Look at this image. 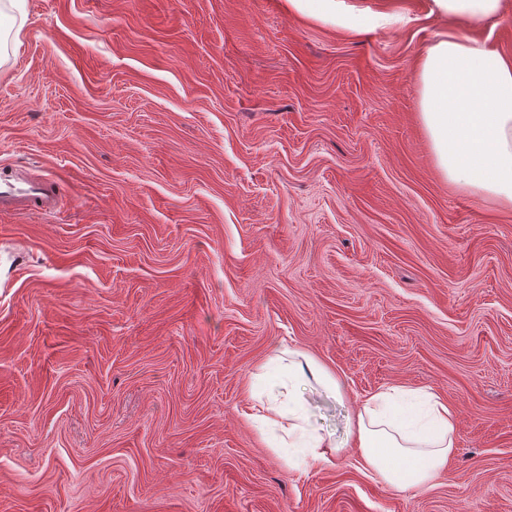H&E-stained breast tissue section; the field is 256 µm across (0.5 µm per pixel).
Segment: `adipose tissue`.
I'll list each match as a JSON object with an SVG mask.
<instances>
[{"instance_id":"ef3b65f1","label":"adipose tissue","mask_w":512,"mask_h":512,"mask_svg":"<svg viewBox=\"0 0 512 512\" xmlns=\"http://www.w3.org/2000/svg\"><path fill=\"white\" fill-rule=\"evenodd\" d=\"M288 11L353 33L379 28L382 12H355L341 0H285ZM457 20L419 61V112L436 163L450 185L512 208V54L472 37V30L505 17V0H434ZM315 381L326 391L335 377L314 361L289 359L267 392L286 389V400L266 405L253 419L264 425L289 419L288 436L302 441L313 461L325 463L338 448L334 434L316 428L300 387ZM453 411L447 402L417 389L373 395L357 413L353 437L367 465L399 488L427 484L446 468L455 448Z\"/></svg>"}]
</instances>
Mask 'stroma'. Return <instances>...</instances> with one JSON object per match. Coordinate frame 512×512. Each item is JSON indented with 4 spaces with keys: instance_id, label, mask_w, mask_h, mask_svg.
Listing matches in <instances>:
<instances>
[{
    "instance_id": "35a3bbf8",
    "label": "stroma",
    "mask_w": 512,
    "mask_h": 512,
    "mask_svg": "<svg viewBox=\"0 0 512 512\" xmlns=\"http://www.w3.org/2000/svg\"><path fill=\"white\" fill-rule=\"evenodd\" d=\"M352 35L284 0H26L0 17V512H512V210L449 185L416 67L433 0ZM300 351L344 437L367 399L455 410L399 489L355 443L273 448L258 376ZM23 186L16 187L4 179L0 182V214L22 215L32 210L44 214L56 213L61 197L54 181L39 178L22 179Z\"/></svg>"
}]
</instances>
